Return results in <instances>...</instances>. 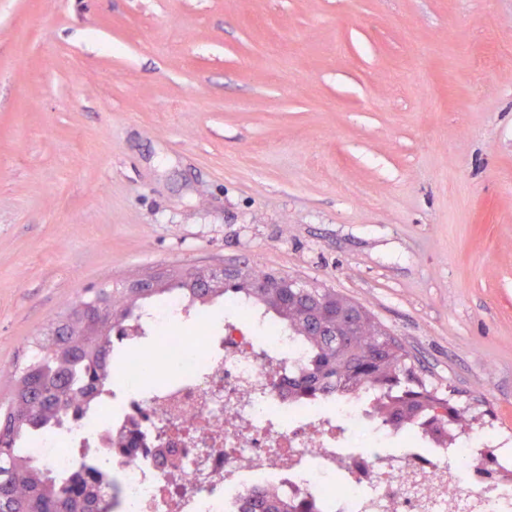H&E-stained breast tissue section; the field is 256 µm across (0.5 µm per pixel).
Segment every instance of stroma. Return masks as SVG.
I'll list each match as a JSON object with an SVG mask.
<instances>
[{
    "instance_id": "obj_1",
    "label": "stroma",
    "mask_w": 512,
    "mask_h": 512,
    "mask_svg": "<svg viewBox=\"0 0 512 512\" xmlns=\"http://www.w3.org/2000/svg\"><path fill=\"white\" fill-rule=\"evenodd\" d=\"M182 264L353 299L512 442V0H0V367Z\"/></svg>"
}]
</instances>
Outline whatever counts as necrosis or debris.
<instances>
[{
    "label": "necrosis or debris",
    "instance_id": "1",
    "mask_svg": "<svg viewBox=\"0 0 512 512\" xmlns=\"http://www.w3.org/2000/svg\"><path fill=\"white\" fill-rule=\"evenodd\" d=\"M223 335L200 333L187 302L146 311L151 341L125 364L126 383L95 421L50 434L33 453L71 474L81 449L101 458L120 486L118 512H232L262 486L320 512H512V448L487 452L480 433L425 451L397 432L390 448L364 398L326 406L288 399L282 379L303 351L287 329L238 305ZM171 383L143 390L146 361ZM178 467H171V460Z\"/></svg>",
    "mask_w": 512,
    "mask_h": 512
}]
</instances>
